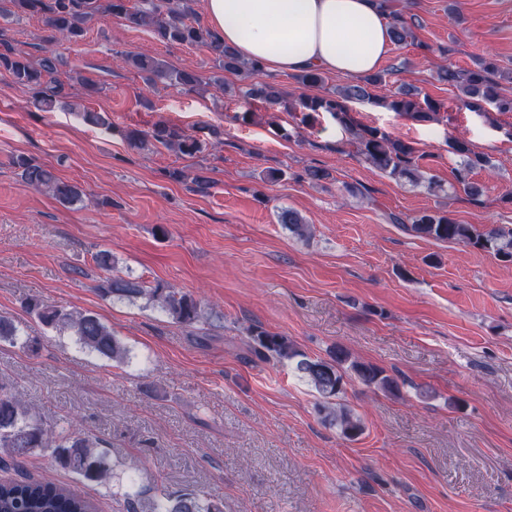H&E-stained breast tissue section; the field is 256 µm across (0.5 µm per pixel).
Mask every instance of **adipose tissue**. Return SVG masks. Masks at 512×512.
Listing matches in <instances>:
<instances>
[{"mask_svg": "<svg viewBox=\"0 0 512 512\" xmlns=\"http://www.w3.org/2000/svg\"><path fill=\"white\" fill-rule=\"evenodd\" d=\"M205 17L241 59L270 72L316 68L358 78L391 46L376 0H205Z\"/></svg>", "mask_w": 512, "mask_h": 512, "instance_id": "adipose-tissue-1", "label": "adipose tissue"}]
</instances>
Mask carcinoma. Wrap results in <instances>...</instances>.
<instances>
[{"mask_svg": "<svg viewBox=\"0 0 512 512\" xmlns=\"http://www.w3.org/2000/svg\"><path fill=\"white\" fill-rule=\"evenodd\" d=\"M387 2H378L384 13L387 12ZM195 5L196 0H139L137 4L132 0H0V17L20 19L38 16L48 31L47 41L61 38L75 43L100 17H118L130 28L150 30L163 43L206 49L216 69L211 78L213 84L222 88L224 74L236 75L241 81L238 97L247 101L258 99L290 112L297 109L302 112H328L345 124L348 102L370 100L360 85H349L329 95L292 98L280 85L258 80L263 74L258 63L242 60L233 49L225 46L224 41L200 20ZM389 16L392 17L390 33L394 42L415 41L411 25L403 17L394 11ZM119 57L151 84L160 82L190 90L200 83L197 72L188 66L172 69L153 56L136 52H121ZM58 73L59 59L51 51H45L35 60L13 42L0 38V74L26 88L39 110L53 112L66 108L77 113L87 125L111 128L107 115L91 112L73 100L72 88L76 84L83 88L87 98L99 95L102 87L77 71L64 80L58 77ZM442 78L458 89L465 106L482 110L486 116L493 112L512 113V97L499 90L500 81L512 82V71L505 74L494 63L482 60L473 70L446 69ZM387 106L420 122L434 121L439 113L436 103L418 102L411 89L402 90L401 96ZM352 135L357 153L375 169L392 178L423 183L431 193L444 191L441 183L425 177L420 171L417 163L420 155L414 145L377 128H354ZM127 141L131 148L139 151L163 147L191 158L204 153L207 147L200 138L165 123L155 124L149 132L131 131ZM446 145L448 153L460 159L454 172L456 185L467 196L478 199L481 188L472 176L478 169L493 168L490 158L475 151L468 141L452 135L448 136ZM13 166L27 185L51 195L59 203L69 205L81 200V189L77 185L61 180L51 169L33 163L28 157H14ZM168 177L176 182H188L192 190L202 194L208 193L211 187L209 177L202 171L191 175L182 169H174L168 172ZM277 218L294 236L307 237L309 227L297 212L282 208ZM394 221L412 236L462 244L489 252L503 262H512V227L462 224L446 211H422L406 220L396 217ZM100 290L117 301L135 303L144 300L185 327L203 319L197 299L159 282L151 284L132 276L108 277L101 283ZM23 305L41 326L60 335L75 337L83 349L117 366L125 364L128 349L96 314L47 304L35 296L25 298ZM248 333L250 350L256 357L291 366L298 377L311 387L320 399L319 412L323 423L336 428L344 440L356 441L365 431L361 418L341 403L347 375L351 374L363 385L385 394L394 395L399 391L395 378L375 365L359 361L343 346L335 347L326 358H314L280 333L259 326L250 328ZM101 445L99 438L86 435L71 424L54 432L45 429L32 408L11 387L0 384V448L8 450V458L0 460V469L6 471L18 466L22 459L36 451L50 448L56 461L85 481L107 485L112 480H119L121 491L114 492V495L123 498L127 512H220L219 505L203 491L147 494L137 486L134 477H120L117 464L99 451ZM0 512H96V506L91 499L62 485L1 479Z\"/></svg>", "mask_w": 512, "mask_h": 512, "instance_id": "cac0c4a2", "label": "carcinoma"}]
</instances>
